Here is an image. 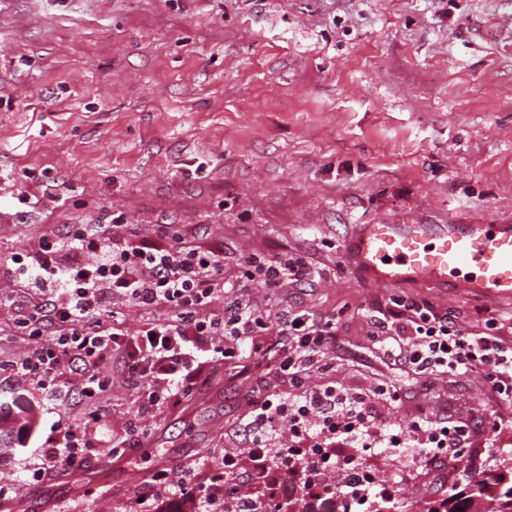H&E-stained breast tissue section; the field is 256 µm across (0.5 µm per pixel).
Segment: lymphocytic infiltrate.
Instances as JSON below:
<instances>
[{
  "label": "lymphocytic infiltrate",
  "instance_id": "obj_1",
  "mask_svg": "<svg viewBox=\"0 0 512 512\" xmlns=\"http://www.w3.org/2000/svg\"><path fill=\"white\" fill-rule=\"evenodd\" d=\"M11 262L38 295L36 304L18 312L30 347L13 362L14 375L42 393L77 395L90 405L82 423L46 439L32 477L80 470L95 449L111 447L108 411L100 399L111 386L102 371L113 358L122 359L138 389L134 418L120 442L133 449L150 437L165 411L199 396L208 383L207 363H223L244 342L273 355L296 395L251 399L244 424L248 443L214 449L205 481L182 469H153L134 499L135 512L187 502L197 512H267L276 494L260 498L236 481L246 459L261 473L272 466L288 470L292 491L305 501L324 502L326 473L335 474L342 497L358 501L374 487L388 494L389 482L356 471L352 457L342 453L349 445L364 455L381 446L409 449L453 465L473 445L469 421L425 409L407 432L386 433L383 420L399 405V389L308 387L310 369L322 367L336 342L335 319L290 316L277 331L278 341L270 342L264 338L266 321L248 299H236L223 316L209 315L210 305L225 294L222 252L182 241L167 248L94 230L36 253L14 254ZM243 278L253 287L273 289L311 284L314 275L300 258L249 256ZM120 305L146 313L147 322L125 329L116 319ZM374 327L376 335L387 337L392 354L419 372L481 374L499 403L512 407V348L495 336L468 333L432 304L404 298L392 299L388 317Z\"/></svg>",
  "mask_w": 512,
  "mask_h": 512
}]
</instances>
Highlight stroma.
<instances>
[{
  "label": "stroma",
  "mask_w": 512,
  "mask_h": 512,
  "mask_svg": "<svg viewBox=\"0 0 512 512\" xmlns=\"http://www.w3.org/2000/svg\"><path fill=\"white\" fill-rule=\"evenodd\" d=\"M116 216L141 238L221 249L237 286L249 255L309 262L312 285L247 295L273 328L335 318L334 368L308 383L400 388L386 427L408 430L439 400L452 419L498 417L481 376L395 363L370 316L393 296L428 301L470 332L495 323L510 347L512 298L378 285L351 253L363 224H512V0H0V288L13 298L0 305V483L18 486L22 512L47 497L51 512H125L134 469L151 468L102 449L70 482L25 480L22 462L86 408L7 369L29 348L16 312L31 290L12 255ZM257 359L241 347L208 395L159 423L151 439L176 467L203 472L212 449L243 443L252 390L291 392ZM104 373L120 438L135 386L121 361ZM510 458L505 428L456 467L383 448L361 463L422 508Z\"/></svg>",
  "instance_id": "obj_1"
}]
</instances>
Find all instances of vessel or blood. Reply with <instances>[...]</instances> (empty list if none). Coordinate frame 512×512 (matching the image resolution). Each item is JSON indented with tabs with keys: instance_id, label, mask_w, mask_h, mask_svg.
<instances>
[{
	"instance_id": "obj_1",
	"label": "vessel or blood",
	"mask_w": 512,
	"mask_h": 512,
	"mask_svg": "<svg viewBox=\"0 0 512 512\" xmlns=\"http://www.w3.org/2000/svg\"><path fill=\"white\" fill-rule=\"evenodd\" d=\"M353 261L378 284L452 285L508 298L512 224H365Z\"/></svg>"
}]
</instances>
